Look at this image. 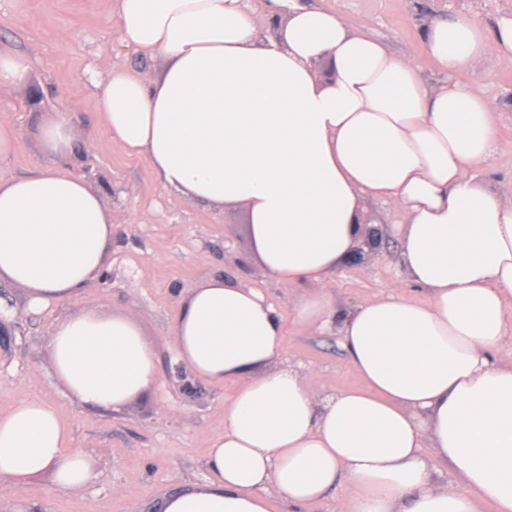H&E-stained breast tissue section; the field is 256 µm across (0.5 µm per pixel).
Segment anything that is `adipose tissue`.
<instances>
[{
  "instance_id": "adipose-tissue-1",
  "label": "adipose tissue",
  "mask_w": 512,
  "mask_h": 512,
  "mask_svg": "<svg viewBox=\"0 0 512 512\" xmlns=\"http://www.w3.org/2000/svg\"><path fill=\"white\" fill-rule=\"evenodd\" d=\"M127 44L160 56L152 82L107 68L105 127L144 157L160 185L191 202L244 206L250 258L304 291L280 314L259 289L221 275L180 301L173 350L197 379L233 385L204 480L161 496L156 512H311L340 483L347 512H512V204L477 171L497 151L492 103L458 80L512 56V17L424 21L443 79L353 32L314 0H114ZM334 76L318 81L312 61ZM57 165L0 180V284L31 309L82 295L109 264L112 214L98 185L64 167L77 142L67 113L42 130ZM400 206L406 278L341 311L328 286L359 240L366 199ZM338 326L360 388L316 399L280 366L284 325ZM66 396L121 411L158 377V348L121 312L81 310L49 341ZM434 448L427 457L426 448ZM455 482L438 487L441 465ZM51 474L77 492L94 477L54 403L23 396L0 410V481Z\"/></svg>"
}]
</instances>
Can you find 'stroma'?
Returning <instances> with one entry per match:
<instances>
[{
  "instance_id": "obj_1",
  "label": "stroma",
  "mask_w": 512,
  "mask_h": 512,
  "mask_svg": "<svg viewBox=\"0 0 512 512\" xmlns=\"http://www.w3.org/2000/svg\"><path fill=\"white\" fill-rule=\"evenodd\" d=\"M337 9L355 31L382 39L398 54L437 74L419 36V14L432 0H318ZM0 45L31 62L28 83L0 93V123L11 125L17 148L0 177L38 174L52 164L40 131L47 113L72 114L78 132L74 173L98 180L115 228L108 281H94L75 300H63L35 313L18 288L0 286V310L13 333L0 348V409L17 396L54 401L71 433V445L92 450L94 479L79 493L55 490L51 475L20 490L0 482V512H148L165 492L202 480V461L224 432V399L232 386L198 382L199 393L183 395L169 378L173 362L169 327L183 294L202 279L236 275L260 288L279 313H287L297 291L267 279L247 261L250 243L243 206L218 210L190 204L167 192L147 160L128 151L107 132L98 109V72L124 67L154 80L160 59L122 42L119 17L104 0H0ZM464 81L494 102L499 148L482 167L484 177L512 182V60L475 62ZM363 215L383 231L380 243L340 265L330 286L341 302L360 304L406 287L401 257V211L382 201H366ZM100 308L132 315L155 340L159 381L155 388L119 412L87 410L67 398L54 377L48 342L56 320L74 311ZM281 361L305 375L325 396L361 386L362 379L336 333L290 329Z\"/></svg>"
}]
</instances>
